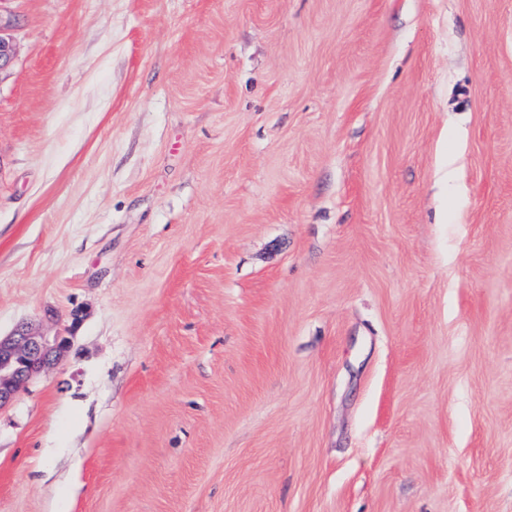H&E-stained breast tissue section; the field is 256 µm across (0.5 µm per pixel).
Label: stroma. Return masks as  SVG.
<instances>
[{
    "label": "stroma",
    "mask_w": 512,
    "mask_h": 512,
    "mask_svg": "<svg viewBox=\"0 0 512 512\" xmlns=\"http://www.w3.org/2000/svg\"><path fill=\"white\" fill-rule=\"evenodd\" d=\"M0 23V512H512V0ZM67 344L66 336H43L28 325L17 327L5 338L0 336V409L33 375L57 362Z\"/></svg>",
    "instance_id": "35a3bbf8"
}]
</instances>
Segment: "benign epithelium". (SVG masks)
<instances>
[{"label":"benign epithelium","instance_id":"7a95c632","mask_svg":"<svg viewBox=\"0 0 512 512\" xmlns=\"http://www.w3.org/2000/svg\"><path fill=\"white\" fill-rule=\"evenodd\" d=\"M14 55L12 39L0 29V72L12 65ZM67 344L65 336H43L28 325L0 337V408L11 402L33 375L58 361Z\"/></svg>","mask_w":512,"mask_h":512}]
</instances>
